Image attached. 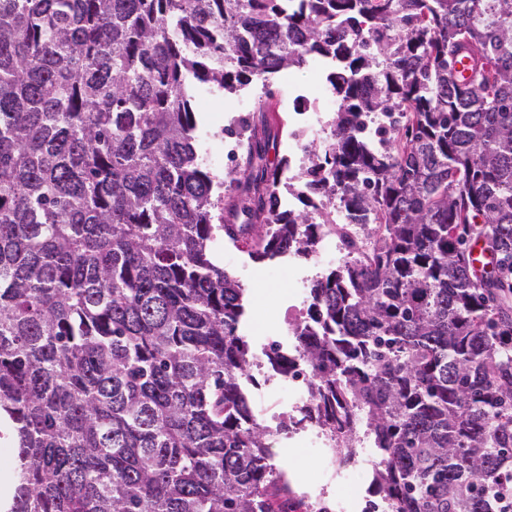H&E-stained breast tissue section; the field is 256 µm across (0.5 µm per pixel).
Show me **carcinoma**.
<instances>
[{
  "mask_svg": "<svg viewBox=\"0 0 512 512\" xmlns=\"http://www.w3.org/2000/svg\"><path fill=\"white\" fill-rule=\"evenodd\" d=\"M313 57L335 141L305 176L267 103L211 170L198 95ZM284 189L376 237L293 327L317 424L364 429L393 512H512V0H0V512H291L216 255L310 256Z\"/></svg>",
  "mask_w": 512,
  "mask_h": 512,
  "instance_id": "carcinoma-1",
  "label": "carcinoma"
}]
</instances>
